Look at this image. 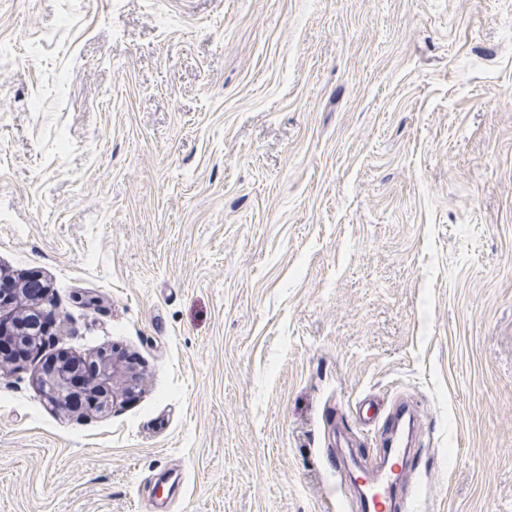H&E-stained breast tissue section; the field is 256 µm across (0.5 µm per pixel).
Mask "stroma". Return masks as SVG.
Here are the masks:
<instances>
[{
    "label": "stroma",
    "mask_w": 512,
    "mask_h": 512,
    "mask_svg": "<svg viewBox=\"0 0 512 512\" xmlns=\"http://www.w3.org/2000/svg\"><path fill=\"white\" fill-rule=\"evenodd\" d=\"M0 512H512V0H0ZM139 372L64 412L58 352ZM26 315H30V317L27 320L28 324V330L26 327H23L18 333H13L12 336H17L18 341H23L24 343H36L39 341V336H41V333L38 330L37 327V320L42 317V315L34 308L29 309V313ZM0 335L3 337L1 340L2 344L5 345L8 348L7 352H4L2 350V357L5 360L14 361L17 359H20V350L17 348L16 345H14V342L12 340V336H4L1 332ZM373 502V512H408L410 504L401 496V474L393 465L362 476Z\"/></svg>",
    "instance_id": "1"
}]
</instances>
